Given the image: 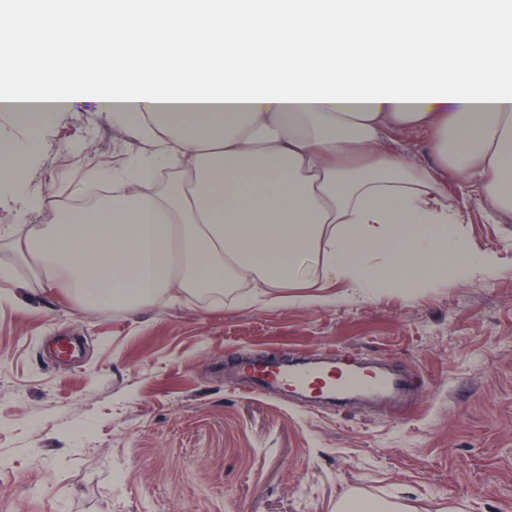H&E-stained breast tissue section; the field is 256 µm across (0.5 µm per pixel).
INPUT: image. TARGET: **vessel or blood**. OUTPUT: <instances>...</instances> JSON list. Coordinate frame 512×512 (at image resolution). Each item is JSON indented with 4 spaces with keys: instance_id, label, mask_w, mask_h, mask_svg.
Returning a JSON list of instances; mask_svg holds the SVG:
<instances>
[{
    "instance_id": "1",
    "label": "vessel or blood",
    "mask_w": 512,
    "mask_h": 512,
    "mask_svg": "<svg viewBox=\"0 0 512 512\" xmlns=\"http://www.w3.org/2000/svg\"><path fill=\"white\" fill-rule=\"evenodd\" d=\"M245 388L264 395L289 392L300 404L325 403L344 409L355 403L386 409L402 406L416 384L415 378L368 362L354 352H314L284 363L270 360L245 364L234 374Z\"/></svg>"
}]
</instances>
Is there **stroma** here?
<instances>
[{
	"label": "stroma",
	"instance_id": "obj_1",
	"mask_svg": "<svg viewBox=\"0 0 512 512\" xmlns=\"http://www.w3.org/2000/svg\"><path fill=\"white\" fill-rule=\"evenodd\" d=\"M31 188L82 197L140 155L68 81ZM491 279L414 292L327 288L318 305L64 307L27 282L0 298V512H336L353 496L414 512H512V223L468 203ZM346 349L421 380L398 415L248 395L224 370L249 355Z\"/></svg>",
	"mask_w": 512,
	"mask_h": 512
}]
</instances>
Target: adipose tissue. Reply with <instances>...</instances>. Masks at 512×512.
<instances>
[{
	"mask_svg": "<svg viewBox=\"0 0 512 512\" xmlns=\"http://www.w3.org/2000/svg\"><path fill=\"white\" fill-rule=\"evenodd\" d=\"M0 0V94L30 135L0 147V179L44 214L0 228L44 289L112 304L324 300L330 284L417 290L431 272L490 277L462 209L512 218V0ZM110 50H101L104 39ZM76 71L140 145L111 200L61 209L31 195L44 102ZM425 133L412 167L393 135Z\"/></svg>",
	"mask_w": 512,
	"mask_h": 512,
	"instance_id": "obj_1",
	"label": "adipose tissue"
}]
</instances>
